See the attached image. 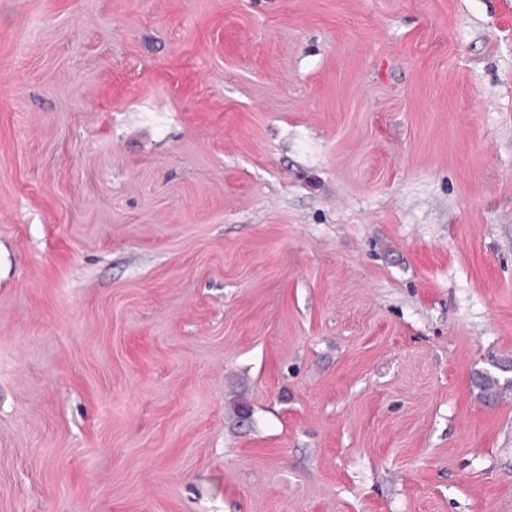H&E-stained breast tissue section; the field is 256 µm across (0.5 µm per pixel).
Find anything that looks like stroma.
I'll use <instances>...</instances> for the list:
<instances>
[{"mask_svg": "<svg viewBox=\"0 0 512 512\" xmlns=\"http://www.w3.org/2000/svg\"><path fill=\"white\" fill-rule=\"evenodd\" d=\"M512 0H0V512H512ZM475 386L480 391V397L485 400H496L504 389L512 387V380H505L503 384L500 379L489 371H482L477 374Z\"/></svg>", "mask_w": 512, "mask_h": 512, "instance_id": "stroma-1", "label": "stroma"}]
</instances>
